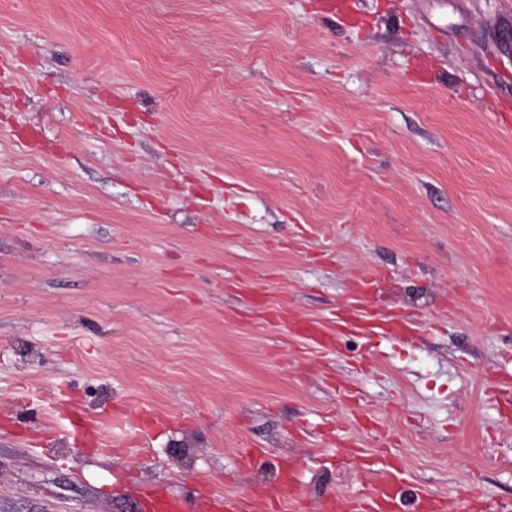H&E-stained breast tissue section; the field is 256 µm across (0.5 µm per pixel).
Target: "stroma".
Here are the masks:
<instances>
[{
    "mask_svg": "<svg viewBox=\"0 0 512 512\" xmlns=\"http://www.w3.org/2000/svg\"><path fill=\"white\" fill-rule=\"evenodd\" d=\"M0 0V512L512 499V0ZM377 277L408 337L312 349ZM119 451L75 423L140 427ZM264 449L239 465L243 444ZM344 444L358 453L341 452ZM298 491L297 485L289 476L288 481L279 489L277 497H269L263 494H257L249 498L224 497V502L218 494H209L204 498L210 501L212 507H218L220 510L224 508L225 512H268L270 505L280 502L286 495L294 496ZM405 491L396 480L380 478L376 481L372 493L365 499L350 502L346 505L338 499H327L322 511L344 510L345 512H396L402 502Z\"/></svg>",
    "mask_w": 512,
    "mask_h": 512,
    "instance_id": "1",
    "label": "stroma"
}]
</instances>
